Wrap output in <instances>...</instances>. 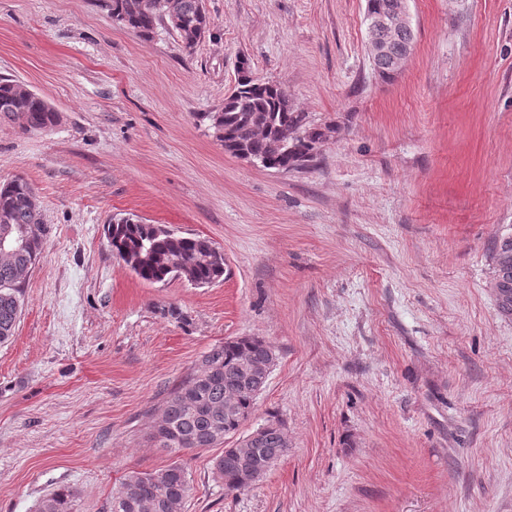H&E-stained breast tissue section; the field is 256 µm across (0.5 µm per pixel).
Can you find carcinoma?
<instances>
[{
	"mask_svg": "<svg viewBox=\"0 0 512 512\" xmlns=\"http://www.w3.org/2000/svg\"><path fill=\"white\" fill-rule=\"evenodd\" d=\"M183 27L174 29L181 36L182 28L207 27V17L201 0H179ZM141 0H109L110 16L115 23L141 36H148L158 20L165 18L163 8L152 13L142 12ZM285 90L277 84L246 78L236 86V93L224 99L222 111L208 113L205 118L215 121L220 131L219 140L227 142L225 152L235 156L241 151L259 158L263 166L278 170H292L297 162L309 160V136L312 125L303 112L295 111L284 102ZM0 119L19 124L24 131L49 130L59 121L58 111L36 93H20V82L0 78ZM296 133L291 150L283 152L276 145L281 128ZM36 196L34 187L25 178L17 176L0 185V214L8 223H0V234L19 238L26 233L32 244L9 262L0 261V344L14 335L21 313V284L25 273L42 254L47 225L40 209L30 206ZM106 235L112 251L131 265L140 279L150 283L174 278L167 260L176 258L183 265V277L193 281L210 282L224 277V265L212 259L213 243L199 236L179 233L163 234L149 224L107 225ZM495 288L502 312L512 314V239L504 240L495 254ZM271 347L263 341L247 338L227 340L211 347L201 358L200 370L193 371L187 380L167 397L158 417L164 428L153 424L151 437L159 447L170 452L211 448L224 442V431L235 432L254 408L257 387L239 393L234 411L224 414L228 389L241 378L240 366L246 361L268 358ZM285 427L280 422L270 423L258 448H249L251 456L275 463L287 454L284 443ZM214 474L230 491L241 490L239 472L224 469V457L213 460ZM148 487L165 506L156 512H171L190 495L191 487L185 469L173 462L152 472H132L121 482V490L112 505V512H141L139 500L131 492ZM75 494L70 490L52 493L41 502V512H73Z\"/></svg>",
	"mask_w": 512,
	"mask_h": 512,
	"instance_id": "carcinoma-1",
	"label": "carcinoma"
}]
</instances>
